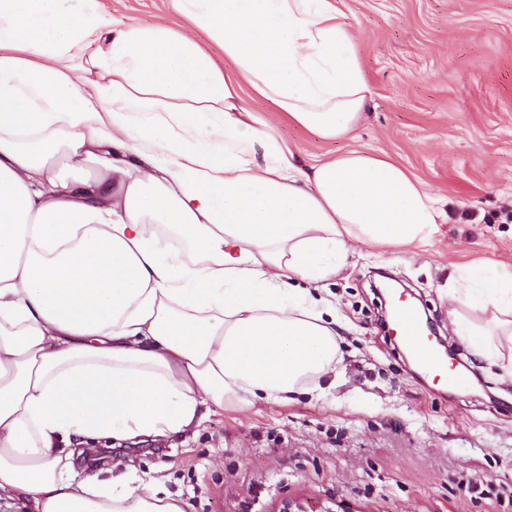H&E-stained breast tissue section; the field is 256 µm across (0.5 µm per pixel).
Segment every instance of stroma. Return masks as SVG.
<instances>
[{"label":"stroma","mask_w":512,"mask_h":512,"mask_svg":"<svg viewBox=\"0 0 512 512\" xmlns=\"http://www.w3.org/2000/svg\"><path fill=\"white\" fill-rule=\"evenodd\" d=\"M371 98L353 139L320 138L243 89L245 106L309 165L356 149L405 168L446 219L413 253L353 243L326 283L342 324V368L324 393L228 405L195 436L143 449L131 468L80 477L118 485L157 474L193 512H512V375L477 361L448 317L457 267L512 266V0H337ZM114 18L182 29L164 0H112ZM426 311L469 367L465 389L440 390L384 321L385 278ZM496 487L504 503L460 491Z\"/></svg>","instance_id":"35a3bbf8"}]
</instances>
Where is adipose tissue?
<instances>
[{
    "mask_svg": "<svg viewBox=\"0 0 512 512\" xmlns=\"http://www.w3.org/2000/svg\"><path fill=\"white\" fill-rule=\"evenodd\" d=\"M167 5L187 30L0 0V500L24 512H190L160 476L76 482L75 456L319 390L343 361L320 283L353 242L416 249L444 218L388 160L299 165L242 104L246 85L321 137L354 132L370 88L333 0ZM60 153L96 178L58 180ZM448 302L512 374V266L459 270Z\"/></svg>",
    "mask_w": 512,
    "mask_h": 512,
    "instance_id": "ef3b65f1",
    "label": "adipose tissue"
}]
</instances>
